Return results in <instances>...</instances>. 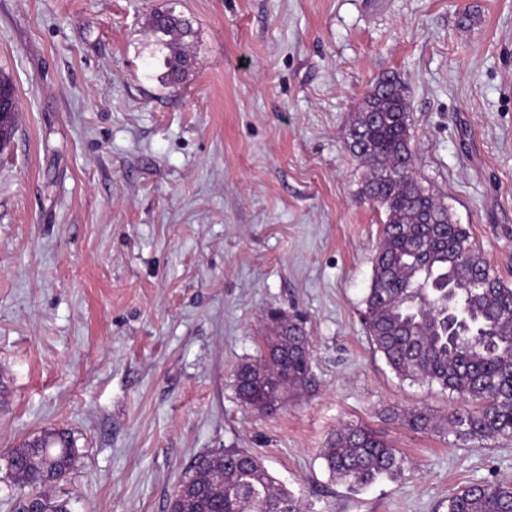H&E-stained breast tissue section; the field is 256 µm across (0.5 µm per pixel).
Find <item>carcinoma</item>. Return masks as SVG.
I'll return each instance as SVG.
<instances>
[{
    "instance_id": "1",
    "label": "carcinoma",
    "mask_w": 512,
    "mask_h": 512,
    "mask_svg": "<svg viewBox=\"0 0 512 512\" xmlns=\"http://www.w3.org/2000/svg\"><path fill=\"white\" fill-rule=\"evenodd\" d=\"M188 58L165 57L166 78L179 80ZM410 104L400 78L381 77L346 132V147L367 169L359 197L384 209L373 275L360 320L375 349L402 379L436 384L470 405L448 416L458 438L512 437V283L490 266L469 230L418 179L410 145ZM19 112L14 87L0 75V148ZM257 356L235 371L242 404L279 409L312 383V347L301 322L273 309ZM416 431L437 429L426 412L402 414ZM329 473L351 488L397 475L392 446L362 426L345 425L321 449ZM13 484L31 489L40 512H71L54 494L76 466L78 450L63 432L45 431L0 455ZM179 487L191 512H304L295 492L276 483L253 454L228 449L199 455ZM447 512H512V483L483 481L448 495Z\"/></svg>"
}]
</instances>
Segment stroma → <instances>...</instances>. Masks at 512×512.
<instances>
[{
    "label": "stroma",
    "mask_w": 512,
    "mask_h": 512,
    "mask_svg": "<svg viewBox=\"0 0 512 512\" xmlns=\"http://www.w3.org/2000/svg\"><path fill=\"white\" fill-rule=\"evenodd\" d=\"M191 28L168 84L151 28ZM20 104L0 150V451L79 452L71 512H169L203 453L247 451L306 512H445L512 483V438L415 432L439 386L399 378L358 312L385 220L347 127L383 75L410 103L416 173L512 282V0H0ZM300 319L316 385L266 415L237 366L270 309ZM343 425L403 456L355 493L319 452Z\"/></svg>",
    "instance_id": "obj_1"
}]
</instances>
